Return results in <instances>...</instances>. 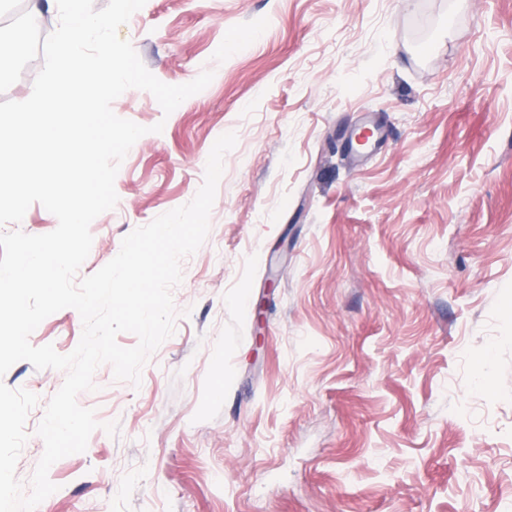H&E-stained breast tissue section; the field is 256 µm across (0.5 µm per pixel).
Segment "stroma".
I'll return each instance as SVG.
<instances>
[{
    "instance_id": "obj_1",
    "label": "stroma",
    "mask_w": 512,
    "mask_h": 512,
    "mask_svg": "<svg viewBox=\"0 0 512 512\" xmlns=\"http://www.w3.org/2000/svg\"><path fill=\"white\" fill-rule=\"evenodd\" d=\"M118 35L164 83L214 78L168 115L113 102L149 132L79 277L194 198L220 135L237 145L174 334L140 386L96 370L77 401L100 427L40 512H512V0H146ZM0 38V102L25 100V42ZM368 121L384 137L352 157ZM81 334L66 308L29 341ZM64 378L0 377L41 400L21 482Z\"/></svg>"
}]
</instances>
